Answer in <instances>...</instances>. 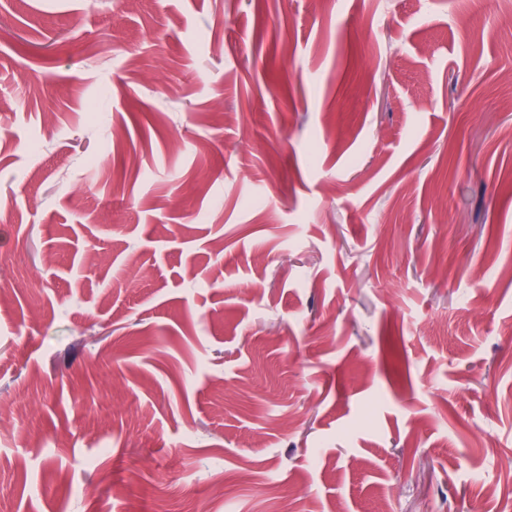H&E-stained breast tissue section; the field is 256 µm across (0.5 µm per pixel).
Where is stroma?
I'll return each instance as SVG.
<instances>
[{"mask_svg": "<svg viewBox=\"0 0 512 512\" xmlns=\"http://www.w3.org/2000/svg\"><path fill=\"white\" fill-rule=\"evenodd\" d=\"M0 407V512H512V0H0Z\"/></svg>", "mask_w": 512, "mask_h": 512, "instance_id": "obj_1", "label": "stroma"}]
</instances>
